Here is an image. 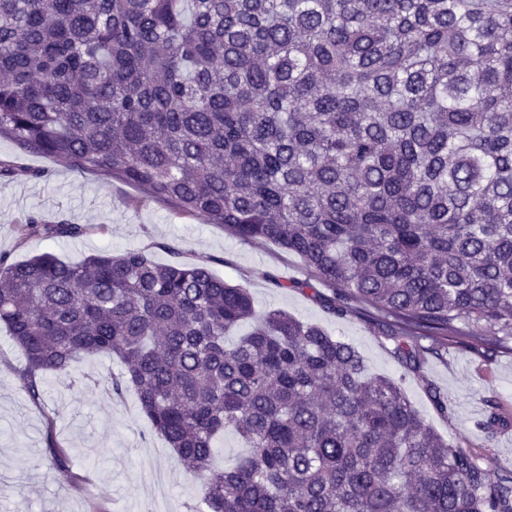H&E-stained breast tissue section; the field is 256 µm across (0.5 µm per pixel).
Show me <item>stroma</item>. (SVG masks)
<instances>
[{"label": "stroma", "mask_w": 512, "mask_h": 512, "mask_svg": "<svg viewBox=\"0 0 512 512\" xmlns=\"http://www.w3.org/2000/svg\"><path fill=\"white\" fill-rule=\"evenodd\" d=\"M0 254L17 262L50 252L79 262L102 252L143 251L160 264H191L210 257L225 281L248 288L257 311L279 308L317 324L354 346L375 373L402 379L411 404L444 439L477 452L492 472L512 470V429L486 442L478 423L485 401L495 398L512 414V351L488 357L461 345L427 357L420 374L405 371L374 321L329 315L297 289L307 277L302 260L274 244L245 241L156 202L138 188L94 171L71 170L53 158L29 153L0 138ZM43 177H33V170ZM45 222L86 225L78 238H21L19 225ZM291 281L274 287L268 274ZM25 358L0 328V512H205L200 482L158 435L149 431L135 391L116 398L106 386L121 364L106 355L81 357L70 375L39 376L41 397L23 387ZM448 398L439 414L424 382ZM62 448L70 470L55 469L48 446Z\"/></svg>", "instance_id": "35a3bbf8"}]
</instances>
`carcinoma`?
<instances>
[{"mask_svg": "<svg viewBox=\"0 0 512 512\" xmlns=\"http://www.w3.org/2000/svg\"><path fill=\"white\" fill-rule=\"evenodd\" d=\"M2 136L297 254L294 287L379 316L409 371L512 344V0H0ZM212 263L0 256L29 396L119 359L112 394L137 390L208 512H512V470L435 434L352 345L256 316ZM486 403L490 442L512 416ZM226 431L249 448L219 469Z\"/></svg>", "mask_w": 512, "mask_h": 512, "instance_id": "1", "label": "carcinoma"}]
</instances>
